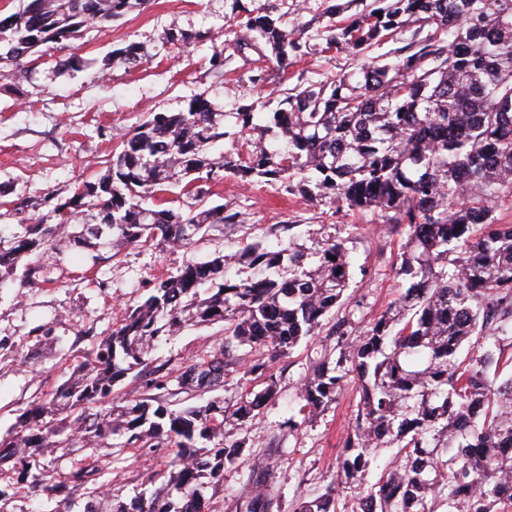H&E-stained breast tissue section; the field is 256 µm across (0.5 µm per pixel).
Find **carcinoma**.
Segmentation results:
<instances>
[{"label":"carcinoma","instance_id":"obj_1","mask_svg":"<svg viewBox=\"0 0 512 512\" xmlns=\"http://www.w3.org/2000/svg\"><path fill=\"white\" fill-rule=\"evenodd\" d=\"M148 0H28L0 19V63L18 64L48 44L65 46L84 29L124 18ZM355 13L314 39L269 15L246 16L234 48L286 69L304 50L347 52L359 65L331 81L299 85L266 113L285 149L252 141L245 158L215 154L226 119L254 131V101L217 112L203 97L179 112L155 113L121 137L101 171L72 195L43 198L45 210L11 239L0 238V269L49 248L98 241L188 245L211 224H233L237 213L209 206L199 182H297L299 191L348 209L390 215L406 231L396 273L408 287L364 334L349 338L336 321V360L321 361L302 384L304 410L317 416L335 403L348 376L360 383L354 425L339 457L344 488L359 490V512H512V375L497 381L505 344L512 345V225L498 224L493 204L512 194V0H348ZM209 32L170 28L172 45L203 43ZM400 46L377 55L388 41ZM136 43L112 51V61L139 65ZM182 187L188 211L164 207L160 196ZM254 276L233 281L232 264ZM352 278L343 244L328 240L308 252L294 243L271 252L262 243L193 262L152 284L147 298L121 319L42 402L24 408L0 435V465L21 486L39 487L48 471L43 448L77 437L89 446L118 435L124 448H171V489L113 512H202L201 478L223 477L243 442L224 423L251 428L262 400L276 390L266 363L248 373L265 380L260 393L224 402L169 408L155 395L170 379L147 369V357L182 325L224 323V349L186 367L178 389L190 394L224 386L242 347L288 355L315 336L345 304ZM146 397L116 410L115 387L129 375ZM399 449V465L369 487L371 449ZM239 512H269V470ZM298 512H336V488L299 503Z\"/></svg>","mask_w":512,"mask_h":512}]
</instances>
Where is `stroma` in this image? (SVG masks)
<instances>
[{
    "instance_id": "35a3bbf8",
    "label": "stroma",
    "mask_w": 512,
    "mask_h": 512,
    "mask_svg": "<svg viewBox=\"0 0 512 512\" xmlns=\"http://www.w3.org/2000/svg\"><path fill=\"white\" fill-rule=\"evenodd\" d=\"M346 0H148L143 10L107 23L73 40L76 69L55 68V52L38 63L0 66V236L8 238L34 217V202L51 192L66 198L109 158L120 136L150 113L177 112L197 96L216 111L262 99L277 107L281 90L307 81H325L351 70L344 52L310 53L292 59L287 74L258 61L254 52L234 51L243 11L271 15L286 26L317 30L330 24L328 3ZM176 27L209 34L202 45H163L164 31ZM136 42L144 53L139 68L111 62L113 50ZM223 53V73L211 71L213 54ZM209 205L239 213L238 222L212 225L191 246L129 245L113 250H46L43 274L33 287L23 285L25 269L0 280V434L13 428L20 410L45 399L70 376V366L85 360L96 342L115 325L126 305L142 301L151 282L177 273L186 263L203 262L259 241L270 251L293 242L314 249L324 240L342 242L352 261L349 298L329 314L319 335L303 339L286 357L269 362L276 392L264 400L251 429L225 425V434L244 444L240 459L225 465L219 482L204 491L205 512H237L252 489L256 472L272 469L277 494L270 512H296L304 498L335 486L339 512H354L357 490L338 487L342 442L359 400L356 378H348L337 402L305 420L301 384L316 362L336 345L331 331L345 319L353 336L396 300L405 287L394 267L404 234L381 212L337 207L299 192L284 182L244 183L224 179L207 186ZM224 325L188 326L161 341L148 358L177 377L188 364L219 351ZM236 371L222 388L179 394L170 408L203 405L211 398L232 405L242 392L261 391L262 379L248 374L254 359L241 349ZM67 474L83 466L96 470L94 486L62 494L17 489L10 467L0 468V487L15 495L0 512H82L90 488L101 493L100 508L127 503L147 487H165L163 453L135 448H91L76 441L45 458Z\"/></svg>"
}]
</instances>
